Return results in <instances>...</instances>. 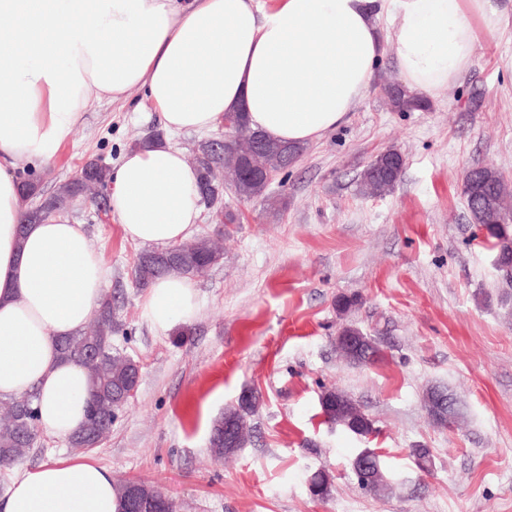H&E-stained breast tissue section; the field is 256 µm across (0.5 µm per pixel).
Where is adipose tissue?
<instances>
[{
  "instance_id": "obj_1",
  "label": "adipose tissue",
  "mask_w": 512,
  "mask_h": 512,
  "mask_svg": "<svg viewBox=\"0 0 512 512\" xmlns=\"http://www.w3.org/2000/svg\"><path fill=\"white\" fill-rule=\"evenodd\" d=\"M496 0H0V398L36 393L40 425L67 439L85 420L89 376L58 341L80 332L109 276L64 213L25 224L14 167L50 164L85 112L144 88L171 134L217 129L230 112L288 144L336 129L393 52L403 86L428 95L499 32ZM198 173L169 138L126 151L110 208L126 239H191ZM195 283L155 280L143 315L158 332L192 319ZM0 512H118L111 471L78 459L16 464Z\"/></svg>"
}]
</instances>
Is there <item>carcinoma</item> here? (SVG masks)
<instances>
[{
	"mask_svg": "<svg viewBox=\"0 0 512 512\" xmlns=\"http://www.w3.org/2000/svg\"><path fill=\"white\" fill-rule=\"evenodd\" d=\"M381 92L394 112H416L428 108L426 100L409 93L397 83H384ZM236 133L238 141L220 149H203L194 156V164L200 175V185L217 182L218 174L224 170V155H233L246 151L252 140L263 144V150L253 152L245 159L239 172V190L253 198L263 197L270 211L276 213L284 204V199L273 196L260 183L253 182V171L273 169L286 156H299L304 147L288 146L267 138L251 128L246 115L236 113ZM86 164L93 169L91 183L77 184L67 180L57 184L53 193H44L42 180L33 174L22 180L24 198L31 202L25 221L39 223L51 216L45 210H37L41 197L74 200L84 196L87 191L108 187L111 169L98 159H90ZM404 160L396 149H389L377 155V167H366L360 173L359 191L369 197L382 196L390 192L399 180ZM477 174V180L469 187L466 202L473 223L486 232L485 243L499 256L501 265L512 268V185L504 175L490 167H477L469 174ZM181 251L178 262L167 266H158L157 251L140 254L136 265L137 284L148 287L155 279L164 276L193 278L217 265L224 253L216 242L207 237L194 238L177 245ZM119 325L112 316V296H103L94 310V319L90 325L75 336L63 339L59 343L62 358L83 363L89 374L90 392L88 398L87 419L82 428L69 438V446L82 453L98 445L112 429L116 403L123 393L134 383L135 360L129 355L112 347V335L117 333ZM37 394L31 393L19 398L0 401V467H9L21 462L35 452L37 439L40 438L38 425ZM259 403V396L253 392L243 393L237 404L230 406L214 420L210 432V452L219 460L224 454V422L235 419L244 420L252 414ZM322 411L327 421L342 425L358 435H367L374 431L372 421L360 410L354 400L344 391L328 389L321 395ZM370 471L373 479L365 490L375 496H385L391 490V484L382 467L381 458L372 461Z\"/></svg>",
	"mask_w": 512,
	"mask_h": 512,
	"instance_id": "obj_1",
	"label": "carcinoma"
}]
</instances>
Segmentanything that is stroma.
Returning <instances> with one entry per match:
<instances>
[{
  "label": "stroma",
  "instance_id": "obj_1",
  "mask_svg": "<svg viewBox=\"0 0 512 512\" xmlns=\"http://www.w3.org/2000/svg\"><path fill=\"white\" fill-rule=\"evenodd\" d=\"M399 79L386 56L347 120L274 176L270 190L287 202L278 217L263 199L241 203L229 191L238 223L218 225L201 208L198 234L223 236L224 258L195 279V317L168 333L142 313V245L111 212L82 200L68 208L110 272L114 344L141 365L110 436L86 454L116 482H148L177 512H512V300L503 298L512 283L463 194L473 167L512 181V14L481 39L456 84L430 95L428 110L388 108L379 86ZM159 127L136 89L86 112L50 167L22 159L16 174L34 172L49 190L88 159L118 166L132 139ZM390 148L405 157L399 180L384 196H362L361 171ZM341 298L352 302L343 313ZM346 324L374 336L384 360L346 362L336 350ZM434 386L462 405L453 428L425 409ZM332 388L372 420L371 435L326 423L321 395ZM247 390L260 397L250 437L214 460L212 422ZM365 448L386 463L387 497L357 483L351 462ZM416 448L430 450L428 470L416 466ZM318 470L331 482L322 498L308 486Z\"/></svg>",
  "mask_w": 512,
  "mask_h": 512
}]
</instances>
